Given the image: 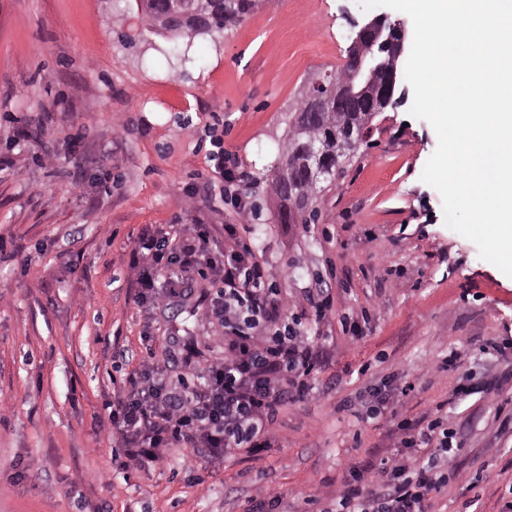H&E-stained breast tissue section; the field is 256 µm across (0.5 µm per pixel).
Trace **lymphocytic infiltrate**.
Instances as JSON below:
<instances>
[{
  "label": "lymphocytic infiltrate",
  "mask_w": 512,
  "mask_h": 512,
  "mask_svg": "<svg viewBox=\"0 0 512 512\" xmlns=\"http://www.w3.org/2000/svg\"><path fill=\"white\" fill-rule=\"evenodd\" d=\"M209 160L213 181L203 191L220 182L225 201L242 219L252 217L240 159L220 148ZM213 240L212 225L168 224L143 232L132 248L129 268L140 305H162L188 289L190 275L213 277L208 316L224 329V357L202 372L184 359L185 375L174 382L160 363L138 364L126 392L104 405L124 448L122 468L154 467L172 448L211 460L237 448L261 452L280 408L313 393L318 360L300 320L286 314L287 297L273 288L237 225H225L223 248L213 249ZM401 431L403 446L426 450V457L411 464L383 460L372 478L351 470L325 512H431L433 494L447 482L448 432L437 418Z\"/></svg>",
  "instance_id": "obj_1"
}]
</instances>
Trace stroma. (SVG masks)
I'll return each mask as SVG.
<instances>
[{"label":"stroma","instance_id":"1","mask_svg":"<svg viewBox=\"0 0 512 512\" xmlns=\"http://www.w3.org/2000/svg\"><path fill=\"white\" fill-rule=\"evenodd\" d=\"M369 16L358 0H261L192 41L156 31L136 0H0V512H246L271 489L272 512H323L350 469L415 460L398 424L440 406L457 449L433 512H512V278L445 225L421 179L437 136L410 115L405 79L318 183L314 221L284 223L270 193L305 92L340 71ZM217 116L251 179L247 222L219 194L188 199L211 175ZM196 223L219 245L238 225L320 361L270 448L233 452L201 486L183 448L147 473L113 465L103 409L146 355L171 377L182 355L223 358L208 281L148 310L131 280L145 229ZM317 284L320 319L303 296ZM371 387L387 396L379 417L342 409Z\"/></svg>","mask_w":512,"mask_h":512}]
</instances>
